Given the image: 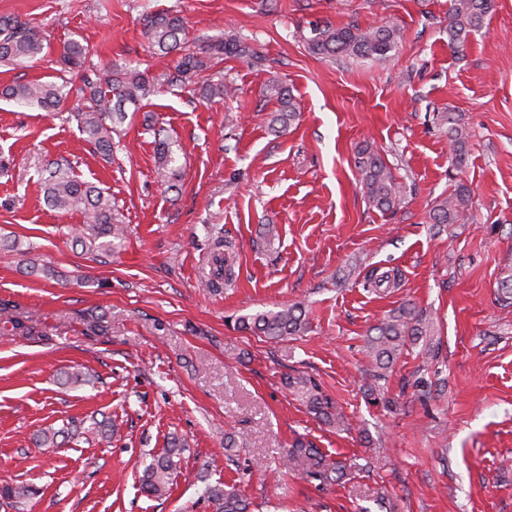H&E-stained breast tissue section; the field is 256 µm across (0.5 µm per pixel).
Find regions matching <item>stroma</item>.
<instances>
[{"label": "stroma", "mask_w": 512, "mask_h": 512, "mask_svg": "<svg viewBox=\"0 0 512 512\" xmlns=\"http://www.w3.org/2000/svg\"><path fill=\"white\" fill-rule=\"evenodd\" d=\"M450 0H0V15L41 26L39 59L0 62V84L65 79L64 110L0 100V487L39 488L0 512H212L206 486L231 483L250 512H512V0L448 45ZM181 11L190 50L233 37L266 69L224 57L215 76L233 96L192 86L145 100L111 160L69 117L84 72L152 77L176 55L151 49L146 15ZM388 24L401 40L381 61L313 55V25ZM88 53L60 74L64 43ZM278 77L298 116L275 132ZM468 131L463 164L449 159L445 112ZM181 167L179 191L155 168L157 133ZM370 144L402 187L389 212L369 206L355 166ZM69 160L108 189L125 227L112 255L92 257L68 232L83 216L43 200L41 174ZM464 223L430 212L458 185ZM234 244L233 279L202 287L209 240ZM38 273H31V265ZM396 267L400 287L364 288ZM432 332L406 346L370 400L367 335L402 303ZM302 304L301 336L266 341L232 318ZM102 317L103 335L86 320ZM24 327L16 331L13 321ZM89 383H65L68 372ZM310 376L345 429L310 414L288 389ZM99 412L111 441L83 434L38 448L42 428ZM344 462L323 485L287 452L296 437ZM185 445L166 497L142 492L145 465L171 438Z\"/></svg>", "instance_id": "35a3bbf8"}]
</instances>
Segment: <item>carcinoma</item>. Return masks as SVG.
<instances>
[{"instance_id":"cac0c4a2","label":"carcinoma","mask_w":512,"mask_h":512,"mask_svg":"<svg viewBox=\"0 0 512 512\" xmlns=\"http://www.w3.org/2000/svg\"><path fill=\"white\" fill-rule=\"evenodd\" d=\"M495 6V0H451L448 12V41L452 47L465 48L470 35L482 27ZM144 32L151 46L163 54L181 51L187 33V21L178 12L166 10L145 19ZM400 31L389 25H376L362 29L356 25L333 28L314 27L308 38L309 50L321 58H357L381 60L389 56L397 46ZM45 39L41 31L11 15H0V61L13 63L31 60L42 53ZM85 49L76 42L63 46L61 61L65 68L73 70L82 66ZM227 55L245 59L256 67L263 68L267 59L247 44L230 38L201 46L197 52H187L177 61L174 73L162 79H148L134 72H123L112 68L86 73L82 77V97L85 105L71 113L79 130L85 134L103 154L112 152L113 136L119 133L127 119L125 106L138 107L141 102L164 91V87H175L185 82L198 85L206 100L222 98L229 90L224 80H213L209 74L214 60ZM64 85L55 82H30L7 84L0 87V98L13 101L24 107L52 112L60 108L64 100ZM268 97L276 99L279 109L274 122L282 128L296 117V107L288 87L276 78L266 85ZM448 124L449 151L455 163H460L466 147L468 132L453 114L443 116ZM157 174L160 181L172 190L180 177L175 151L171 144L160 140L156 147ZM357 167L362 176V185L368 202L379 210H390L400 202V186L397 185L388 166L379 153L365 145L358 153ZM42 188L45 203L55 211L67 213L73 210L84 215V223L71 228L72 244L89 254L99 256L112 252L113 242L123 237L121 220L115 214L112 194L93 183L82 181L74 174L67 160H55L45 169ZM471 196L460 186L453 194L443 199L434 209L432 220L436 224H461L464 222ZM229 241L217 238L213 241L209 260V272L205 284L232 276L227 264L226 252ZM236 329L250 332L266 339H282L298 336L307 330L303 310L298 305L284 306L276 311L258 312L241 316L235 321ZM375 334L368 336L367 348L374 361L372 378L381 380L397 355L409 344L428 335L430 327L423 316L403 305L393 311L374 328ZM289 385L296 388L307 410L317 419L341 427L344 416L325 395L320 387L307 378H297ZM65 436V430L52 426L42 429L36 439L41 448L57 445V438ZM180 449L173 447L154 458L141 475L143 491L154 497L166 495L171 478L177 469ZM289 460H301L305 474L321 484H332L344 475L341 461L329 460L313 442L298 439L288 449ZM39 493L32 485L5 487L0 497L15 504L23 503ZM204 496L212 512H248L249 503L236 486L219 483L209 485Z\"/></svg>"}]
</instances>
